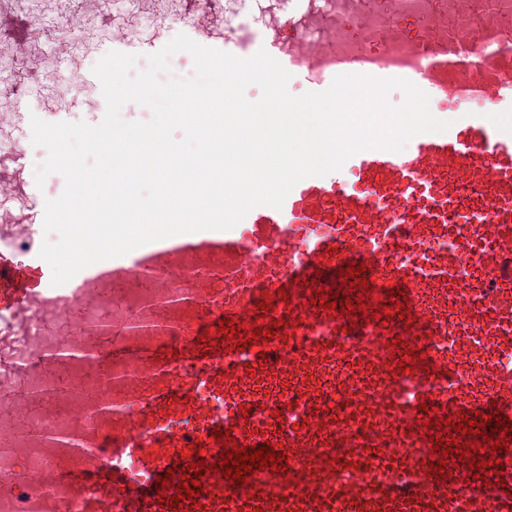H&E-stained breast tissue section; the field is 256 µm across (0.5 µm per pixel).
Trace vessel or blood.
Returning a JSON list of instances; mask_svg holds the SVG:
<instances>
[{"mask_svg":"<svg viewBox=\"0 0 512 512\" xmlns=\"http://www.w3.org/2000/svg\"><path fill=\"white\" fill-rule=\"evenodd\" d=\"M252 2L265 24L261 42L245 44L228 28L218 50L240 58L266 50L306 92L342 74L410 80L444 105L450 128L417 135L400 152L355 154L340 174L299 181L281 208L256 207L222 236L157 240L62 287L42 263H0V301H13L16 328L0 335V378L22 382L45 364L18 362L17 340L37 345L40 321L55 319L64 302L98 300L109 286L169 288L188 257L199 262L188 295L145 308L109 352L81 356L106 365L104 398L92 418L48 438L56 457L45 474L21 472L0 485V504L227 512L230 496L243 492L261 512H311L312 502L278 495L279 486L299 484L335 489L346 512H512V447L485 480L470 479L464 456L441 482L412 459L421 479L409 494L385 473L369 485L342 480L329 454L402 456L430 447V423L488 408L512 423V127L498 122L512 112V28L490 20L496 0H418L412 9L405 0ZM475 100L482 111H470ZM361 258L363 291L338 275ZM465 259L475 267L468 276L458 273ZM333 285L358 320L320 305V289ZM393 287L405 304L389 300ZM230 321L257 338L230 334ZM158 324L173 342L162 358L152 354ZM416 351L419 368L404 371L402 357ZM130 355L144 357L141 374H119ZM273 379L287 385V401L270 399ZM218 428L235 448L284 452L285 469L265 486L210 473L195 502L172 510L176 488L157 498V477L218 459ZM301 448L308 454L294 463Z\"/></svg>","mask_w":512,"mask_h":512,"instance_id":"b4317fda","label":"vessel or blood"}]
</instances>
